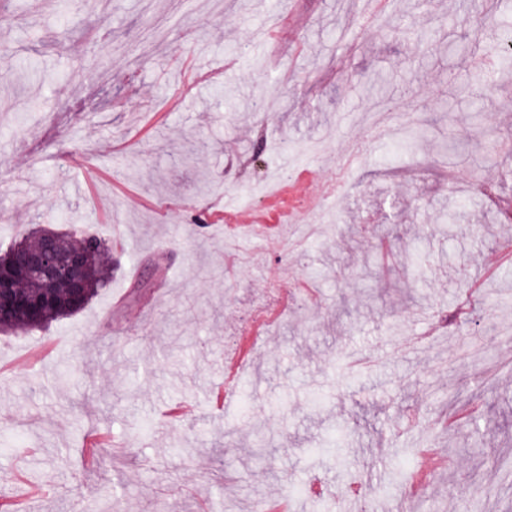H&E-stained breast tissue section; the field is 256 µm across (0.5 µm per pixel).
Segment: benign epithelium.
Wrapping results in <instances>:
<instances>
[{
	"mask_svg": "<svg viewBox=\"0 0 512 512\" xmlns=\"http://www.w3.org/2000/svg\"><path fill=\"white\" fill-rule=\"evenodd\" d=\"M41 234L43 242L39 249H16L10 260L18 261L23 273L31 278L44 282H66L74 304L83 305L88 300L85 288V254L75 251L65 254L58 249L54 235L49 230L43 229ZM52 303V295L26 293L16 283V279L0 272V321H5L17 313L36 318Z\"/></svg>",
	"mask_w": 512,
	"mask_h": 512,
	"instance_id": "benign-epithelium-1",
	"label": "benign epithelium"
}]
</instances>
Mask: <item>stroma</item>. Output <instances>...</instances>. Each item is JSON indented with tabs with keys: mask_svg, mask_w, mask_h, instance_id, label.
<instances>
[{
	"mask_svg": "<svg viewBox=\"0 0 512 512\" xmlns=\"http://www.w3.org/2000/svg\"><path fill=\"white\" fill-rule=\"evenodd\" d=\"M380 9L0 0V250L75 228L110 240L117 267L77 314L0 334V493L40 486L26 512H252L273 496L396 512L395 462L438 448L419 512H506L512 267L489 279L482 260L512 236L495 221L512 213V77L478 99L447 82L488 46L467 0ZM397 124L425 131L417 155L377 140ZM460 189L467 227L451 231L440 207ZM358 264L375 279L349 280ZM460 305L469 325L427 334ZM259 312L265 337L221 407L224 350Z\"/></svg>",
	"mask_w": 512,
	"mask_h": 512,
	"instance_id": "35a3bbf8",
	"label": "stroma"
}]
</instances>
